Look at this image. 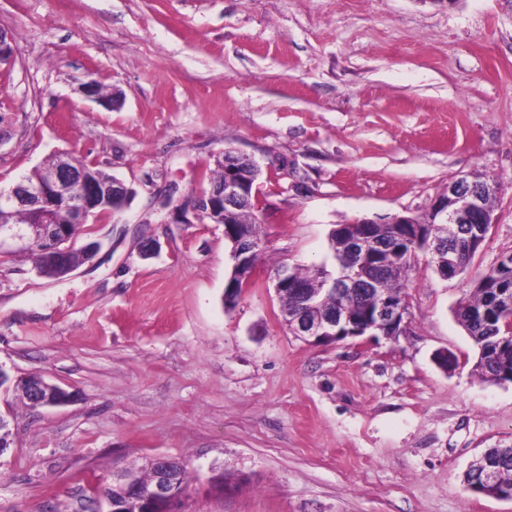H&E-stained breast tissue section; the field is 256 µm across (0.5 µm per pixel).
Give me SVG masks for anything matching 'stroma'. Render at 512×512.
I'll use <instances>...</instances> for the list:
<instances>
[{
	"mask_svg": "<svg viewBox=\"0 0 512 512\" xmlns=\"http://www.w3.org/2000/svg\"><path fill=\"white\" fill-rule=\"evenodd\" d=\"M0 29V186L66 152L133 191L69 275L0 258V368L75 394H0V512H99L90 486L152 457L188 469L179 512H512L463 484L512 447V384L479 377L456 317L512 253V0H0ZM227 149L262 167L260 282L231 310L223 225L172 219ZM462 175L496 183V222L459 276L417 254L401 336L289 331L278 270L333 265L336 225L423 216Z\"/></svg>",
	"mask_w": 512,
	"mask_h": 512,
	"instance_id": "stroma-1",
	"label": "stroma"
}]
</instances>
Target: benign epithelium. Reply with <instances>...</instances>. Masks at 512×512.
Returning a JSON list of instances; mask_svg holds the SVG:
<instances>
[{"instance_id":"1","label":"benign epithelium","mask_w":512,"mask_h":512,"mask_svg":"<svg viewBox=\"0 0 512 512\" xmlns=\"http://www.w3.org/2000/svg\"><path fill=\"white\" fill-rule=\"evenodd\" d=\"M15 55L14 39L0 30V64L10 62ZM80 92L87 98L106 105L113 99L104 96L96 80L81 84ZM218 167L224 179L210 182L207 190L201 191L193 202L194 211L214 224L224 225V237L232 244L234 267L224 289V306L237 305L248 288L256 281L258 264L256 241L250 226L234 221L237 211L247 210L255 214L260 208V186L258 179L261 166L253 159L226 151ZM131 189L117 178H92L88 170L72 164L67 155H61L55 166L41 168L34 179L21 178L9 188L0 187V256L9 257L24 252L39 242L48 261L64 267L69 273L74 266L69 264L71 253L76 251L89 258L102 248L98 239L87 240L80 248L75 242L84 233L88 218L103 213L116 214L123 210ZM19 209H27L40 216L37 224L18 225L9 220V215ZM399 228L398 236L408 232V239L430 252H448V259L439 263L437 273L451 279L466 270L464 263L454 254L452 245L466 243L471 254L476 253L485 241L494 224L493 210L485 195L476 188L474 180L461 176L448 182V186L430 204L423 218L395 215L388 220ZM375 222L360 220L351 227L352 235L340 224L333 230L349 244L350 258L347 268L332 275L320 268V287L310 288L288 269L280 271L274 286L277 295H292L298 298L299 307L291 313L282 310L284 321L297 336L317 344H329L346 338L362 336H384L388 339L399 336L408 315L409 301L405 295L394 298L381 288L385 270L382 256L395 261L402 255L400 250L385 254L376 249L371 236ZM496 283L493 292L499 303L512 306V254L504 255L496 266ZM349 291L376 293L377 301L358 311L322 309L319 294L335 296ZM19 390L34 407L58 406L69 402L72 394L41 378L4 379L0 367V391ZM501 454L483 452L473 465L475 485L468 487L473 493L493 498H504L500 492L498 477ZM177 462L164 457L151 461L153 482L148 493L140 490L136 477L129 471L117 475L123 493L111 497L92 490L95 499L107 501V512H172L182 491L177 489L173 468Z\"/></svg>"}]
</instances>
